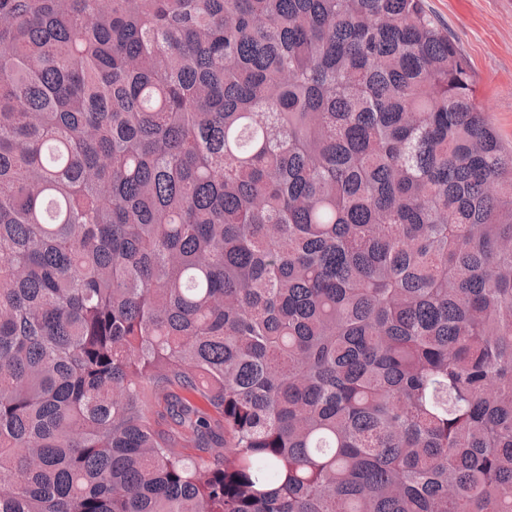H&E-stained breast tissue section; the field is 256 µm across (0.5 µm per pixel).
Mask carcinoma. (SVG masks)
I'll return each mask as SVG.
<instances>
[{"label": "carcinoma", "instance_id": "obj_1", "mask_svg": "<svg viewBox=\"0 0 512 512\" xmlns=\"http://www.w3.org/2000/svg\"><path fill=\"white\" fill-rule=\"evenodd\" d=\"M0 512H512V150L422 0H0ZM172 395L186 396V393L178 386H171L167 391L153 398L150 402V410L153 419L156 422V428L166 433H176L179 428L174 425L169 413L167 412V400Z\"/></svg>", "mask_w": 512, "mask_h": 512}]
</instances>
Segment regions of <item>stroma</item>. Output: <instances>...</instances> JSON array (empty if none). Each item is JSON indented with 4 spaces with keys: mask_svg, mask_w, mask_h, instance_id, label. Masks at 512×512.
<instances>
[{
    "mask_svg": "<svg viewBox=\"0 0 512 512\" xmlns=\"http://www.w3.org/2000/svg\"><path fill=\"white\" fill-rule=\"evenodd\" d=\"M470 62L476 97L512 147V0H424Z\"/></svg>",
    "mask_w": 512,
    "mask_h": 512,
    "instance_id": "1",
    "label": "stroma"
}]
</instances>
